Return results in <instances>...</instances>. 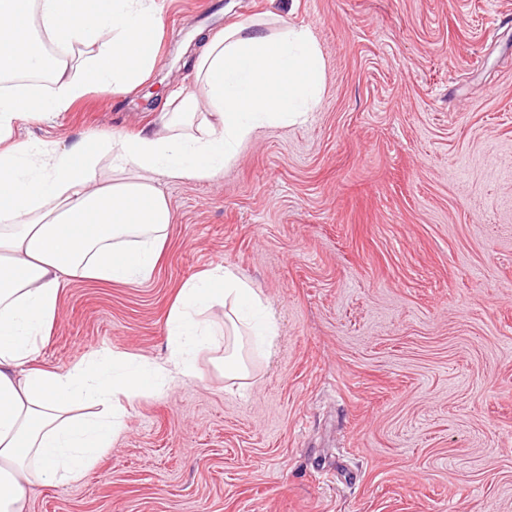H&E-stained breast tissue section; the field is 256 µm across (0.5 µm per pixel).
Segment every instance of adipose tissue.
I'll use <instances>...</instances> for the list:
<instances>
[{"instance_id":"ef3b65f1","label":"adipose tissue","mask_w":512,"mask_h":512,"mask_svg":"<svg viewBox=\"0 0 512 512\" xmlns=\"http://www.w3.org/2000/svg\"><path fill=\"white\" fill-rule=\"evenodd\" d=\"M161 28L157 0H0V80L13 82L0 92V512H25L31 483L81 480L121 432L125 400L196 380L199 350L223 349L225 377L247 374L203 312L231 306L254 348L275 346L273 312L218 265L180 289L164 359L99 351L64 372L37 361L65 281L152 277L173 221L161 181L223 175L260 130L303 122L320 101L325 62L311 29L246 20L207 39L194 88L160 128L92 145L15 138L22 117L142 84ZM45 71L50 87L17 81Z\"/></svg>"}]
</instances>
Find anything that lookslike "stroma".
<instances>
[{"mask_svg": "<svg viewBox=\"0 0 512 512\" xmlns=\"http://www.w3.org/2000/svg\"><path fill=\"white\" fill-rule=\"evenodd\" d=\"M159 61L127 95L17 122L23 140L155 126L192 88L196 34L311 27L325 87L216 180L162 183L146 282L72 281L40 365L167 354L182 284L235 269L274 311L247 377L131 403L79 482L26 512H512V0H160Z\"/></svg>", "mask_w": 512, "mask_h": 512, "instance_id": "1", "label": "stroma"}]
</instances>
